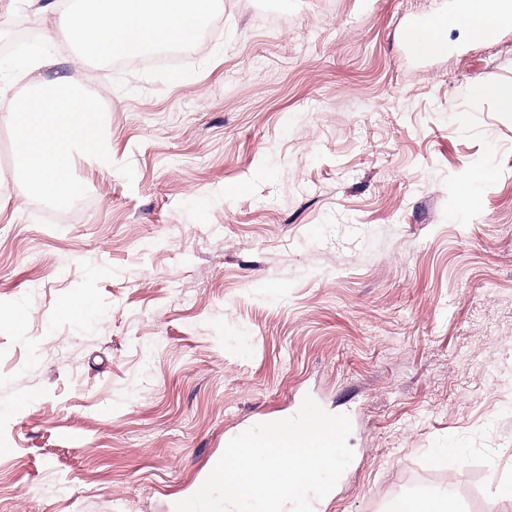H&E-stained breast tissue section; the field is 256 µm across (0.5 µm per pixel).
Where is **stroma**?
<instances>
[{"mask_svg": "<svg viewBox=\"0 0 512 512\" xmlns=\"http://www.w3.org/2000/svg\"><path fill=\"white\" fill-rule=\"evenodd\" d=\"M447 7L220 0L177 69H71L114 167L76 158L62 224L0 168V307L27 310L0 319V512H166L307 396L351 421L324 512L447 489L512 512V104L471 93L512 88V28L409 55ZM63 13L0 0V31L56 30L0 57V111L17 62L72 56Z\"/></svg>", "mask_w": 512, "mask_h": 512, "instance_id": "obj_1", "label": "stroma"}]
</instances>
